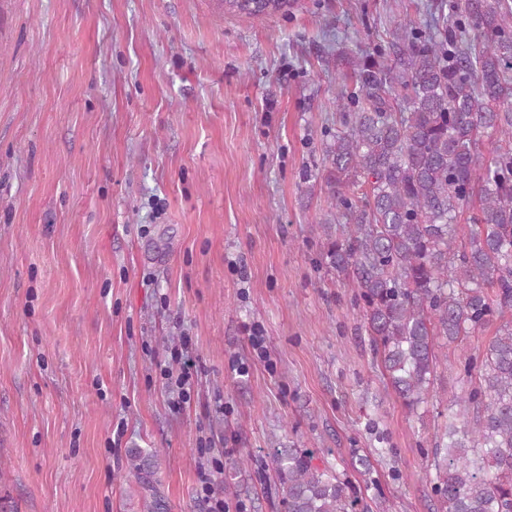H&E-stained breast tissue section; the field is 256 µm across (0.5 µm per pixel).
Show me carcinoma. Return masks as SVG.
Returning a JSON list of instances; mask_svg holds the SVG:
<instances>
[{
	"instance_id": "1",
	"label": "carcinoma",
	"mask_w": 512,
	"mask_h": 512,
	"mask_svg": "<svg viewBox=\"0 0 512 512\" xmlns=\"http://www.w3.org/2000/svg\"><path fill=\"white\" fill-rule=\"evenodd\" d=\"M220 2L249 17L289 4ZM435 10L436 32L403 19L337 94L322 172L336 222L320 228L326 264L356 288L383 374L408 410L434 386L439 339L496 326L465 358L479 383L448 405L432 489L438 512H512V0H441ZM128 454L144 512H168L153 450ZM274 463L285 512H355L351 483L310 452L276 448Z\"/></svg>"
}]
</instances>
